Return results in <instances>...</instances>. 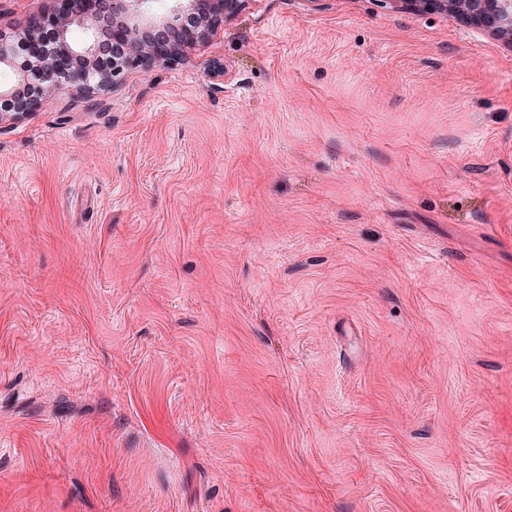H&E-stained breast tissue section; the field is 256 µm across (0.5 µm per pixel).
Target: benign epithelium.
<instances>
[{
	"instance_id": "obj_1",
	"label": "benign epithelium",
	"mask_w": 512,
	"mask_h": 512,
	"mask_svg": "<svg viewBox=\"0 0 512 512\" xmlns=\"http://www.w3.org/2000/svg\"><path fill=\"white\" fill-rule=\"evenodd\" d=\"M20 26H0V68L15 80L0 83V123L40 111L50 94L91 98L116 87L137 68L174 65L207 40L250 0H176L166 11L157 0H47ZM394 12H436L481 29L512 48V0H379ZM193 17L188 28L183 18ZM82 30L77 43L72 33ZM125 50L103 64L104 40Z\"/></svg>"
}]
</instances>
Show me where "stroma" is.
I'll return each mask as SVG.
<instances>
[{
    "mask_svg": "<svg viewBox=\"0 0 512 512\" xmlns=\"http://www.w3.org/2000/svg\"><path fill=\"white\" fill-rule=\"evenodd\" d=\"M0 512H512V49L251 0L0 123Z\"/></svg>",
    "mask_w": 512,
    "mask_h": 512,
    "instance_id": "obj_1",
    "label": "stroma"
}]
</instances>
